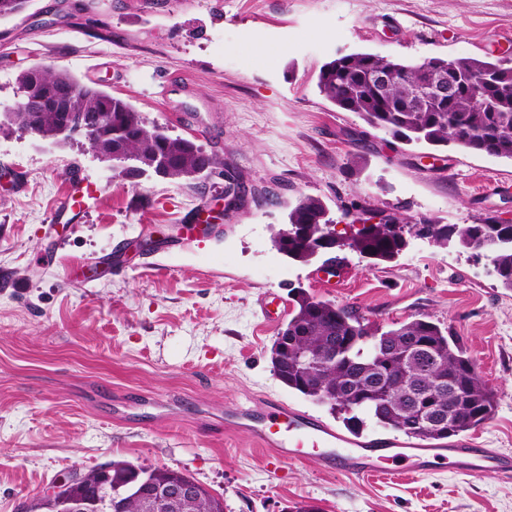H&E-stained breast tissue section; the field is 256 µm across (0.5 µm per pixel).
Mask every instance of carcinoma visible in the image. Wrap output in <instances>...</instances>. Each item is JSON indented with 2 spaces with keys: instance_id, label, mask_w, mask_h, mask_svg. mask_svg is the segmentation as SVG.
<instances>
[{
  "instance_id": "cac0c4a2",
  "label": "carcinoma",
  "mask_w": 512,
  "mask_h": 512,
  "mask_svg": "<svg viewBox=\"0 0 512 512\" xmlns=\"http://www.w3.org/2000/svg\"><path fill=\"white\" fill-rule=\"evenodd\" d=\"M30 0H0V20H8ZM463 75L464 83L451 100L436 101L427 88L434 79L425 61H404L371 52H353L325 62L317 76L319 92L337 108L357 113L373 128L388 131L407 144L460 146L488 156L512 160V59L455 57L448 59ZM389 69L386 87L376 88L374 68ZM19 91L34 89L47 99L63 103L86 118L93 127L89 148L112 155L119 173L148 171L154 159L171 162L168 178L196 180L203 170L224 165L195 141L172 136L150 122L130 101L82 82L66 68L36 65L17 77ZM107 113L112 119L96 122ZM5 120L23 130L32 128L38 137L66 143L59 135V112L44 102L18 100ZM325 202L301 197L288 211V222L273 234L278 252L301 262L315 253L313 236L331 230ZM436 244L447 246L457 238L471 250L491 251V264L502 288L512 291V224L495 216L480 224H426ZM405 225L391 217L378 224H364L344 245L360 255L389 261L405 245ZM288 320L291 337L279 354L274 371L289 388L313 399L325 400L331 409L345 414L349 430L356 434L366 420L408 437L439 440L434 428H407L424 404L448 416V434L457 436L478 427L495 409L493 393L476 373L463 348L448 331L427 317L414 318L381 331L364 322L356 311L318 299L300 289ZM130 462L112 471V487L135 485L127 477Z\"/></svg>"
}]
</instances>
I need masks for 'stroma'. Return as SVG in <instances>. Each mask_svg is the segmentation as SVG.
Here are the masks:
<instances>
[{
    "mask_svg": "<svg viewBox=\"0 0 512 512\" xmlns=\"http://www.w3.org/2000/svg\"><path fill=\"white\" fill-rule=\"evenodd\" d=\"M405 60L512 51V0H31L0 21V105L42 64L129 100L224 167L200 180H133L88 146L54 147L0 126V512L75 469L110 461L181 470L224 512H512V480L446 469L357 480L275 460L224 422L269 397L333 424L329 404L288 388L270 349L302 287L385 330L423 315L446 327L494 393L483 447L512 453V291L487 252L407 234L389 263L344 249L289 260L273 230L320 197L339 234L350 203L407 224L512 218V162L456 147L437 166L318 91L337 50ZM80 173L96 200L66 224ZM245 203L225 210V173ZM219 219L195 228L200 213ZM152 270H145V263Z\"/></svg>",
    "mask_w": 512,
    "mask_h": 512,
    "instance_id": "1",
    "label": "stroma"
}]
</instances>
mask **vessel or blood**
I'll return each instance as SVG.
<instances>
[{"instance_id": "1", "label": "vessel or blood", "mask_w": 512, "mask_h": 512, "mask_svg": "<svg viewBox=\"0 0 512 512\" xmlns=\"http://www.w3.org/2000/svg\"><path fill=\"white\" fill-rule=\"evenodd\" d=\"M224 418L270 448L275 458L309 457L325 469L356 479L426 474L441 465L461 472L492 471L512 479V455L480 447L474 441H359L336 432L305 411L275 400L268 401L262 413L234 407L225 410Z\"/></svg>"}]
</instances>
